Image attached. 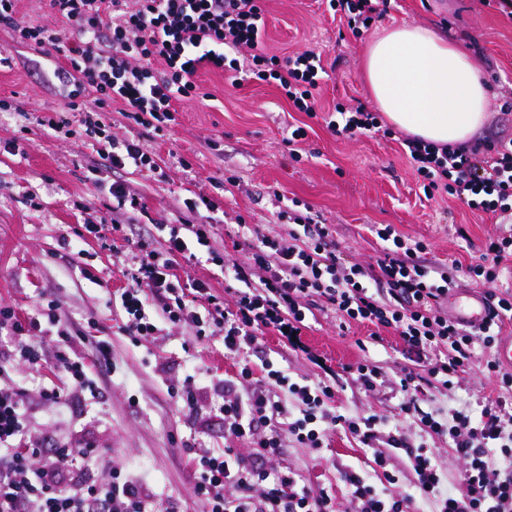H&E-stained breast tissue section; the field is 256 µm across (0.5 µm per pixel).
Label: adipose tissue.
<instances>
[{
  "instance_id": "1",
  "label": "adipose tissue",
  "mask_w": 512,
  "mask_h": 512,
  "mask_svg": "<svg viewBox=\"0 0 512 512\" xmlns=\"http://www.w3.org/2000/svg\"><path fill=\"white\" fill-rule=\"evenodd\" d=\"M363 77L386 119L438 144H462L482 125L487 87L465 49L432 29L403 24L370 44Z\"/></svg>"
}]
</instances>
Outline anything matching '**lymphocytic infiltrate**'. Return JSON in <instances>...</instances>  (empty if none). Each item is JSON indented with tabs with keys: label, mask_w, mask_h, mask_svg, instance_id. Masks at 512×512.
Returning a JSON list of instances; mask_svg holds the SVG:
<instances>
[{
	"label": "lymphocytic infiltrate",
	"mask_w": 512,
	"mask_h": 512,
	"mask_svg": "<svg viewBox=\"0 0 512 512\" xmlns=\"http://www.w3.org/2000/svg\"><path fill=\"white\" fill-rule=\"evenodd\" d=\"M20 0H0V28L18 45L62 57L53 76L79 121L43 116L39 125L63 137H78L115 170L133 166L156 172L153 156L135 138L112 133L101 120L112 103L143 133L175 124L176 101L197 97L199 70L227 74L275 86L293 111L316 117L317 90L327 71L319 54L303 50L287 57L270 53L263 42L264 0H45L55 23L33 25L20 16ZM391 0H329L353 37L367 33L388 12ZM327 119L337 134L382 133L397 139L404 157L421 178L427 198L449 196L469 209L498 216L499 231L489 237L486 256L470 266V278L487 286L486 297L497 321L512 319V292L497 288L501 264L512 256V139L435 144L397 135L378 112L364 103L336 105ZM289 232L279 240L252 231L246 264L233 266L232 287L213 294L200 279L175 273V256L196 259L210 247L217 224L224 221L222 202L200 194L186 199L176 223H155L149 239L137 241V268L117 296L128 335L155 333L152 315L193 330L195 341L219 338L226 355L238 360L229 377L211 382L214 405L224 421L226 446L188 451L193 494L208 512H335L325 488L300 483L293 471H271L267 461L280 456L283 442L295 438L322 448L326 427H338L363 447L373 449V464L389 484L399 481L389 470L400 455L413 473L414 494L389 496L356 471L342 478L351 490L350 512H412L415 497L432 501L435 512H512V411L505 403L484 409L480 420L457 412L452 423L423 411L424 387L449 386L476 361V347H492L494 328L475 332L451 320L441 303L454 279L447 269L426 262V242L401 235L391 224L374 233L383 250L374 264H346L329 225L316 220L310 207L293 200L283 210ZM204 310H197V302ZM338 314L341 326L370 323L399 336L419 372L393 383L399 409L428 435L446 436L463 462L460 494L441 489V469L432 448L413 444L381 418L330 411L336 390L329 381L298 383L280 370L257 375L248 355L271 333L292 348H302L308 312L319 304ZM55 305L44 318H20L0 306V376L47 368L58 381L40 392L54 405L71 393L94 390L92 365L110 363L112 351L99 342L92 363L72 359L71 334L60 325ZM55 329L56 351L46 356L39 340L44 326ZM300 402L290 412L287 395ZM21 387L0 386V512H180L167 501L157 507L138 481L113 468L110 480H87L78 462H91L89 444L65 442L45 452L28 438ZM250 452H242L241 443Z\"/></svg>",
	"instance_id": "f902f5d3"
}]
</instances>
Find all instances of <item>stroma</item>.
Masks as SVG:
<instances>
[{
    "mask_svg": "<svg viewBox=\"0 0 512 512\" xmlns=\"http://www.w3.org/2000/svg\"><path fill=\"white\" fill-rule=\"evenodd\" d=\"M265 9L269 51L286 55L311 49L331 64L320 91L326 110L352 99L369 102L361 74L368 41L340 33L325 0H265ZM404 23L430 27L467 48L479 44L483 54L472 62L487 80L489 97L478 134L512 138V114L504 112L512 105V18L501 12L497 0H394L383 24ZM1 50L11 52L15 64L0 69V98L17 100L24 111L0 112V303L31 317L56 304L61 320L74 327V356L90 358L98 340L112 349L111 363L95 370L97 390L60 407L40 396L45 371L29 369L16 380L25 389L32 438L48 446L70 441L96 447L91 479H109L118 464L140 478L155 500L173 497L181 500L184 512H205V503L193 495L183 446L223 447L224 422L214 417L198 423L168 388L201 368L222 376L232 371L235 360L225 355L220 339L194 342L183 324L161 320L153 336L133 339L123 329L112 294L125 286V271L135 267L134 243L148 236L152 222L175 221L184 199L212 193L225 176H235L236 184L224 193L227 221L215 230L220 260L197 263L179 256L174 261L180 274L206 281L216 294L224 292L226 266L246 262L250 227L287 238L288 223L278 213L289 198L307 203L331 224L347 262H373L380 246L371 227L392 224L411 239L429 243L428 261L447 267L459 289H474L468 268L480 262L483 245L495 231L493 215L471 212L448 198H426L398 144L382 134H333L322 119L292 111L273 85L246 81L235 87L217 71L199 72L198 98L180 103L176 123L145 139L161 175L132 167L117 175L140 195L148 212L146 223L114 234L117 202L101 186L116 175L94 168L91 149L54 137L37 123L38 117L65 110L63 101L44 88L41 70L31 65L41 52L15 44L4 29ZM305 122L310 129L296 161L282 139L289 125ZM184 159L189 168L181 167ZM240 218L245 221L241 227L236 224ZM90 224L95 227L91 233L86 230ZM460 228L467 239L457 237ZM307 323V351L284 347L266 335L250 353L253 366L267 361L298 381L320 377L318 363L326 361L337 372L331 411L386 417L412 443L436 448L443 490L457 487L462 465L448 440L403 418L390 390L364 392L342 371L365 358L398 380L408 365L399 337L367 323L340 331L329 310L316 311ZM494 354L491 348L478 349L477 362L452 387L426 389L422 408L445 422L464 410L480 417L500 394L482 364ZM372 454L351 435L330 429L318 451L287 440L273 466L294 470L304 483L331 488L337 512H347L350 489L341 474L351 468L368 483L379 484Z\"/></svg>",
    "mask_w": 512,
    "mask_h": 512,
    "instance_id": "35a3bbf8",
    "label": "stroma"
}]
</instances>
